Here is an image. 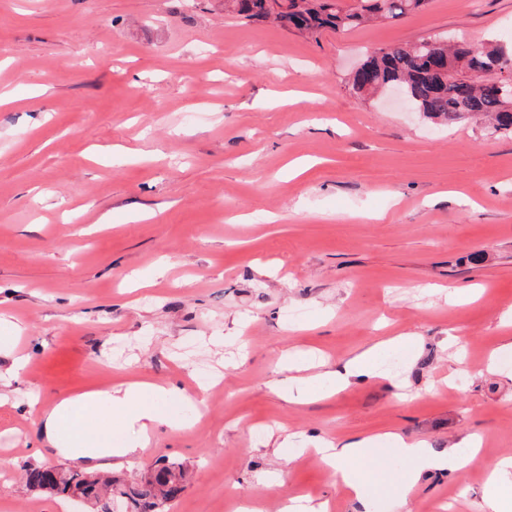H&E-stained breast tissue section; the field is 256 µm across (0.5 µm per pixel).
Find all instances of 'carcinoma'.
Returning a JSON list of instances; mask_svg holds the SVG:
<instances>
[{"label":"carcinoma","instance_id":"carcinoma-1","mask_svg":"<svg viewBox=\"0 0 512 512\" xmlns=\"http://www.w3.org/2000/svg\"><path fill=\"white\" fill-rule=\"evenodd\" d=\"M430 0H361L345 8L341 0H224V8L253 21L274 17L283 27L308 35L324 30H345L371 19L396 20L424 10ZM432 55L446 62L448 73L432 71L424 57ZM373 84L353 80L352 89L375 95L388 83L404 86L411 109L435 124L490 121L487 130L512 133V108L491 86L493 75L512 69V41L501 38L482 43L457 42L448 46L432 38L428 47L416 53L411 43H395L372 51L363 62ZM187 471L181 464L155 467L127 482L105 475L87 476L63 467L29 468L23 475L29 490H45L74 498L77 489L83 499L101 503L104 496L119 490L132 504V512H164V506L186 486Z\"/></svg>","mask_w":512,"mask_h":512}]
</instances>
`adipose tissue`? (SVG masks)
Segmentation results:
<instances>
[{
    "label": "adipose tissue",
    "instance_id": "obj_1",
    "mask_svg": "<svg viewBox=\"0 0 512 512\" xmlns=\"http://www.w3.org/2000/svg\"><path fill=\"white\" fill-rule=\"evenodd\" d=\"M406 340L394 336L369 346L337 368L315 376L303 375L295 365L286 393L288 401L310 402L327 398L329 391H342L354 383L381 378L380 357L387 351L405 347ZM188 400L185 391L173 383L131 381L104 389L86 391L61 399L43 415L46 438L57 453L81 459L125 458L134 451L130 441L118 442V430L140 434L165 426L183 429L188 425L179 409ZM394 453L403 465L395 483H388L382 449L371 438H354L338 445L306 438L305 449L319 456L334 470L363 512L374 508L373 490L389 486L398 503H406L423 474L449 472L464 476L481 441L470 436L452 447L437 450L424 441L390 435ZM486 495L492 512H512V456L501 458L487 476Z\"/></svg>",
    "mask_w": 512,
    "mask_h": 512
}]
</instances>
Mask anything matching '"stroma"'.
I'll return each instance as SVG.
<instances>
[{
  "instance_id": "1",
  "label": "stroma",
  "mask_w": 512,
  "mask_h": 512,
  "mask_svg": "<svg viewBox=\"0 0 512 512\" xmlns=\"http://www.w3.org/2000/svg\"><path fill=\"white\" fill-rule=\"evenodd\" d=\"M510 29L512 0H430L314 37L224 0H0V317L28 359L0 382V512H61L21 479L86 468L47 443L42 410L132 380L205 408L108 467L131 480L182 463L192 478L170 512L252 498L280 512L293 495L359 512L314 456L266 448L286 431L436 448L480 435L463 478L423 477L403 511L380 490L375 512H488L487 471L512 456V138L381 106L350 78L393 42ZM399 334L413 340L403 389L282 397L289 360L341 364ZM205 366L217 386H198Z\"/></svg>"
}]
</instances>
